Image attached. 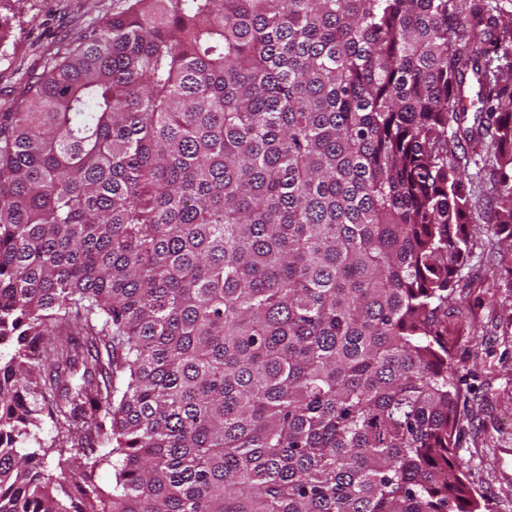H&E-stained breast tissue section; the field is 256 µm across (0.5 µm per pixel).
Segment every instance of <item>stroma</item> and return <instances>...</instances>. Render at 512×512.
Here are the masks:
<instances>
[{
	"instance_id": "stroma-1",
	"label": "stroma",
	"mask_w": 512,
	"mask_h": 512,
	"mask_svg": "<svg viewBox=\"0 0 512 512\" xmlns=\"http://www.w3.org/2000/svg\"><path fill=\"white\" fill-rule=\"evenodd\" d=\"M116 0H0V113L13 111L28 79ZM469 231L475 250L448 299V344L460 391L455 455L481 512H512L498 451L512 448V280L496 272L490 224Z\"/></svg>"
}]
</instances>
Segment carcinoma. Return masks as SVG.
I'll use <instances>...</instances> for the list:
<instances>
[{"mask_svg":"<svg viewBox=\"0 0 512 512\" xmlns=\"http://www.w3.org/2000/svg\"><path fill=\"white\" fill-rule=\"evenodd\" d=\"M117 2L0 113V512H481L443 317L480 198L512 254V0Z\"/></svg>","mask_w":512,"mask_h":512,"instance_id":"obj_1","label":"carcinoma"}]
</instances>
